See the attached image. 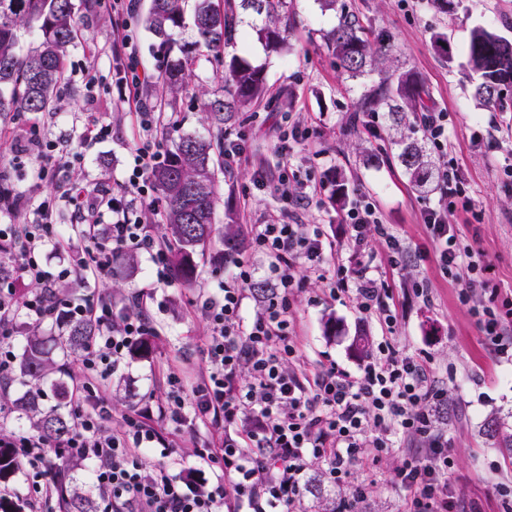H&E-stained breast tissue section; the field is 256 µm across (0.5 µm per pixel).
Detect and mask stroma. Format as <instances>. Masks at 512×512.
<instances>
[{"label": "stroma", "mask_w": 512, "mask_h": 512, "mask_svg": "<svg viewBox=\"0 0 512 512\" xmlns=\"http://www.w3.org/2000/svg\"><path fill=\"white\" fill-rule=\"evenodd\" d=\"M342 2L349 14L362 21L369 36L389 39L399 66L417 73L431 93L435 111L446 113L447 145L432 148L431 154L436 159L445 153L453 157L466 192L465 199L449 211L448 221L490 264L487 276L501 295H512V112L475 101L468 76L471 30L482 27L512 40V0H453L452 10L445 14L436 11L430 0H411L406 7L399 0ZM287 3L295 21L288 51L267 53L245 23L240 24L235 43L225 50L226 55L243 57L263 69L270 99L224 129L225 137L242 138L246 151L238 164L225 167L219 177L215 231L223 233L229 212L245 231L272 220L317 224L334 248L350 256L346 210L332 203L331 178L336 171H345L349 177L347 200H354L359 192L369 195L384 223L406 244L405 255L393 267L386 244L374 241L372 264L387 274L391 303L397 312L396 346L406 356L426 353L431 357L428 380L442 393L432 407L433 428L447 436L455 458L449 477L453 493L464 500L480 499L484 512H499L495 487L512 484V455L486 435L485 426L494 419L504 432H512V363L497 356L469 307L462 304L460 286L439 269L435 246L424 225V212L438 206L439 192L417 190L395 160L386 113L372 118L354 114L357 100L379 83L381 73L347 78L323 47L322 35L338 24L339 14L322 10L319 0ZM149 4L150 0H137L129 16L113 14L104 0H99L94 10H79L81 37L68 49L67 79L53 106L36 115L0 114V167L7 168L15 188L31 187L39 196L59 190L51 180L37 181L35 159L10 166L16 154L13 133L25 125L37 124L42 135L54 143L57 154L82 152L85 185L115 193L127 184L136 147L152 143L163 159L179 136L212 135L202 102L193 90L201 87L209 96L223 95L224 72L215 62L195 55L191 28L175 30L171 41L161 44L142 22ZM122 27L133 39L129 55L116 53L113 47V33ZM442 33L451 45L448 59L433 48L434 37ZM175 59L188 60L191 70L190 91L178 93L173 101L178 124L172 129L159 122L145 126L141 113L120 106L111 76L127 71L132 62L157 76ZM89 114L111 124V140L84 143V120ZM295 127L306 130L308 137L294 145L288 157H281L280 137ZM366 150L385 154V161L364 165L362 153ZM285 170L294 173L297 182L313 187V197L305 199L295 191L287 197L276 193L274 187ZM219 249V242H212L208 262L199 267L196 280L189 285L176 282L150 289L148 255L129 252L104 282L84 285L72 281L59 286V293L74 299L105 292L121 306L142 289L150 291L143 309L153 319L156 334L149 339L148 352L128 356L125 368L104 381L111 406L108 427H118L127 409L143 400L162 399L172 370L195 372L202 368L207 326L195 307L196 300L230 281L235 271L233 262L221 259ZM297 272L308 279L293 310L308 370L333 362L357 372L367 357L356 350V339L365 338L368 352L375 351L384 328L378 318L360 314L355 301L329 298L324 282L307 268L298 267ZM422 279L431 287V299L426 303L414 293L415 282ZM154 426L167 434L172 453L167 458L146 453L142 458L145 471L164 464L190 484L200 469L207 477L217 476V469L197 457L192 445L193 440L207 438L208 429L178 434L169 431L164 421H155ZM356 478L367 485L363 512H403L405 493L388 477L373 478L362 468Z\"/></svg>", "instance_id": "35a3bbf8"}]
</instances>
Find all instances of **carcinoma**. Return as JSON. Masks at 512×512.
Returning <instances> with one entry per match:
<instances>
[{
    "mask_svg": "<svg viewBox=\"0 0 512 512\" xmlns=\"http://www.w3.org/2000/svg\"><path fill=\"white\" fill-rule=\"evenodd\" d=\"M286 0H195L192 24L196 50L224 66L228 83L224 96L204 101L216 127L214 137L193 135L179 137L166 159L151 171V178L165 202L157 212L158 223L167 226L176 279L192 282L195 277L194 255L211 240L216 205V172L213 155L224 152V125L238 114L249 112L268 94L263 69L243 58H226L224 49L235 38L243 16L255 19L251 30L270 54L288 49L290 22L283 15ZM184 23V0H151L144 18L146 28L161 44L169 42L173 32ZM35 24L40 31L38 49L22 55L18 51L21 28ZM78 38L73 0H0V113L47 111L52 105L54 88L66 78L65 53ZM327 51L343 74L354 79L371 72L390 59V45L381 38L371 43L363 35L358 20L343 19L323 34ZM469 66L480 76L473 96L484 105L506 110L508 101L501 91L512 94V42L484 28L471 31ZM188 60L167 64L162 86L172 94L189 85ZM433 108L431 95L413 72L395 71L371 86L358 100L355 111L370 115L387 112L393 126H403L409 134L397 142L396 159L419 188L433 184L434 162L426 147V137H418L420 116ZM224 258L231 259L244 248L236 220L228 217L222 237ZM97 334L91 322L65 326L57 336L43 337L34 332L25 336L26 344L19 362V372L32 390L14 400L10 412L18 418L34 420L39 433L49 441H61L73 430L71 413L61 407L40 409V384L54 371L52 354L68 356L86 349ZM20 466L16 449L0 445V479ZM56 505L59 512H97L98 504L89 494L71 486L69 469L54 470Z\"/></svg>",
    "mask_w": 512,
    "mask_h": 512,
    "instance_id": "cac0c4a2",
    "label": "carcinoma"
}]
</instances>
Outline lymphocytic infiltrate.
I'll list each match as a JSON object with an SVG mask.
<instances>
[{
    "instance_id": "1",
    "label": "lymphocytic infiltrate",
    "mask_w": 512,
    "mask_h": 512,
    "mask_svg": "<svg viewBox=\"0 0 512 512\" xmlns=\"http://www.w3.org/2000/svg\"><path fill=\"white\" fill-rule=\"evenodd\" d=\"M17 151L41 159L38 177L59 179L62 190L36 198L0 188V215L12 218L0 225V378L13 370L11 339L18 317L36 326L59 320L98 324L70 401L74 429L62 446L70 458L95 462L101 512L128 507L136 512H291L304 493L308 466L316 461L324 464L331 483L349 488L338 512H361L365 485L356 482L355 469L379 474L396 433L421 440L427 449L425 459H406L393 475L407 491V512H482L479 500H456L448 482L454 460L447 438L432 428L430 407L440 393L426 379L427 360L400 354L386 337L355 375L333 364L312 374L301 364L293 307L307 282L294 275L297 263L318 274L333 266L327 280L330 298L355 295L362 314L381 316L389 331L397 323L395 311L384 301V277L346 265L319 228L308 224L255 225L253 242L270 260L268 274L277 282L278 295L256 318L245 321L253 271L247 261H238L233 280L197 303L209 326L205 369L193 377L181 371L169 375L159 415L179 428L193 419L216 428V436L200 444L198 455L218 467L221 477L191 486L164 466L144 473L141 450L151 448L166 457L170 443L156 430L146 407L129 408L118 429H106L111 409L100 390L107 374L122 370L141 338L155 332L141 309L144 297H133L134 312L118 315L111 296L75 301L59 295L56 284L107 279L115 261L129 251L149 254L154 287L173 284L170 248L144 218L151 209L155 155L150 148H138L125 193L116 197L108 190L88 189L75 176L83 155L56 157L37 126L22 131ZM437 179L444 202L427 210L425 227L436 245L438 264L445 276L461 283L462 301H470L477 289L485 294V302L472 313L496 354L507 357L512 347L502 335L512 324V299L501 297L486 276V262L459 242L448 222L446 202L463 189L447 164H440ZM66 209L77 220L71 232L58 222ZM345 221L355 251L368 254L377 238L385 242L391 261L404 254L400 240L364 196H356ZM51 248L64 253L62 263L48 264Z\"/></svg>"
}]
</instances>
